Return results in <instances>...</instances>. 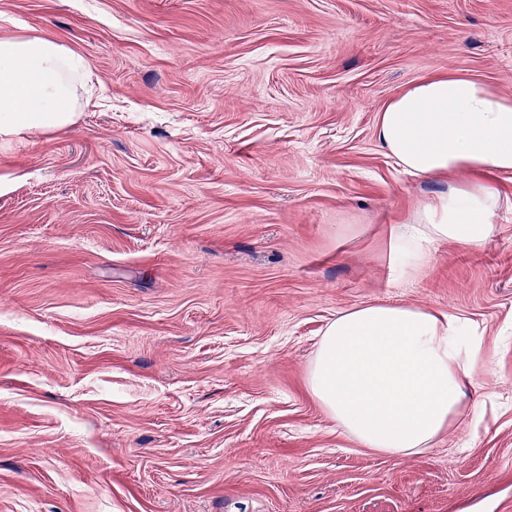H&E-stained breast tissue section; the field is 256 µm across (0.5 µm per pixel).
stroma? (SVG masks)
<instances>
[{
	"label": "stroma",
	"instance_id": "1",
	"mask_svg": "<svg viewBox=\"0 0 512 512\" xmlns=\"http://www.w3.org/2000/svg\"><path fill=\"white\" fill-rule=\"evenodd\" d=\"M79 53L66 132L0 138V512H512V180L487 240L402 278L447 182L380 148L430 74L512 96V0H0ZM466 320L483 368L387 455L311 394L337 312Z\"/></svg>",
	"mask_w": 512,
	"mask_h": 512
}]
</instances>
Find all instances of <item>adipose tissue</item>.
I'll use <instances>...</instances> for the list:
<instances>
[{"label":"adipose tissue","mask_w":512,"mask_h":512,"mask_svg":"<svg viewBox=\"0 0 512 512\" xmlns=\"http://www.w3.org/2000/svg\"><path fill=\"white\" fill-rule=\"evenodd\" d=\"M87 75L66 43L17 32L0 37V137H38L73 126ZM379 146L398 166L448 190L390 234L403 272L422 270L433 246L481 245L512 175V97L459 73L407 86L380 111ZM464 182H457V175ZM458 317L412 305L339 312L323 332L308 387L347 436L392 455L430 448L458 415L479 350L463 346Z\"/></svg>","instance_id":"1"}]
</instances>
